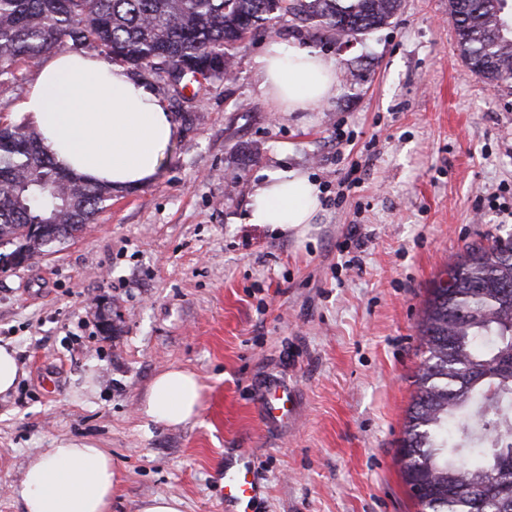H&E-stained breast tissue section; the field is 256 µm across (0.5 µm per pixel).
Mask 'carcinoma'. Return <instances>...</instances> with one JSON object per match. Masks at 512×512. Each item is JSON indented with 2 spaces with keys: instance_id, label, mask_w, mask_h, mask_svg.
I'll return each mask as SVG.
<instances>
[{
  "instance_id": "1",
  "label": "carcinoma",
  "mask_w": 512,
  "mask_h": 512,
  "mask_svg": "<svg viewBox=\"0 0 512 512\" xmlns=\"http://www.w3.org/2000/svg\"><path fill=\"white\" fill-rule=\"evenodd\" d=\"M507 0H448L458 50L490 84L512 81ZM400 0H0V87L47 55L95 52L109 63L180 82L221 81L246 35L283 17L336 39L387 26ZM112 189L59 167L42 136L0 126V269L35 263L83 234ZM431 289L420 324L423 360L400 462L422 512H512V237L466 246Z\"/></svg>"
}]
</instances>
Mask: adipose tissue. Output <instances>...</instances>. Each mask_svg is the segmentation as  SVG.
<instances>
[{"label": "adipose tissue", "mask_w": 512, "mask_h": 512, "mask_svg": "<svg viewBox=\"0 0 512 512\" xmlns=\"http://www.w3.org/2000/svg\"><path fill=\"white\" fill-rule=\"evenodd\" d=\"M262 86L277 109L305 110L328 99L337 84L335 58L312 49L270 43L256 60ZM21 108L57 164L117 191L155 182L178 131L163 100L121 65L91 53L53 55L40 68ZM307 173L279 171L252 195L245 220L286 231L305 230L322 209ZM204 385L175 366L152 378L140 411L168 426L200 413ZM122 482L111 455L94 444L60 439L32 457L20 491L21 512H112Z\"/></svg>", "instance_id": "adipose-tissue-1"}]
</instances>
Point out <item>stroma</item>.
<instances>
[{"instance_id": "35a3bbf8", "label": "stroma", "mask_w": 512, "mask_h": 512, "mask_svg": "<svg viewBox=\"0 0 512 512\" xmlns=\"http://www.w3.org/2000/svg\"><path fill=\"white\" fill-rule=\"evenodd\" d=\"M272 42L335 57L333 95L275 110L255 67ZM235 71L190 100L155 82L179 130L161 178L113 194L81 238L0 271V344L24 370L0 399V512H20L29 457L63 437L111 452L112 512L157 495L224 512V466L243 450L263 487L251 512H418L397 448L422 310L466 245L512 235L485 204L512 187V87L466 67L448 0H401L389 26L345 46L283 19L248 34ZM278 169L319 184L305 234L243 221ZM353 224L365 246L347 269ZM164 366L204 385L187 425L139 411ZM272 380L297 391L277 425L259 404Z\"/></svg>"}]
</instances>
